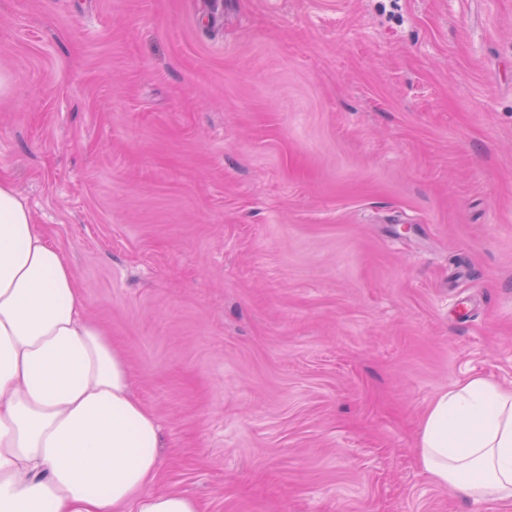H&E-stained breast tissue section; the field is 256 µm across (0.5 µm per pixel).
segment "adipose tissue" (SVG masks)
<instances>
[{"instance_id":"ef3b65f1","label":"adipose tissue","mask_w":512,"mask_h":512,"mask_svg":"<svg viewBox=\"0 0 512 512\" xmlns=\"http://www.w3.org/2000/svg\"><path fill=\"white\" fill-rule=\"evenodd\" d=\"M71 265L0 180V512H202L158 492L160 427ZM415 463L465 497L512 500V387L474 376L432 402Z\"/></svg>"}]
</instances>
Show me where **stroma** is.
Here are the masks:
<instances>
[{
  "mask_svg": "<svg viewBox=\"0 0 512 512\" xmlns=\"http://www.w3.org/2000/svg\"><path fill=\"white\" fill-rule=\"evenodd\" d=\"M204 512H512L415 464L512 384V0H0V179Z\"/></svg>",
  "mask_w": 512,
  "mask_h": 512,
  "instance_id": "stroma-1",
  "label": "stroma"
}]
</instances>
